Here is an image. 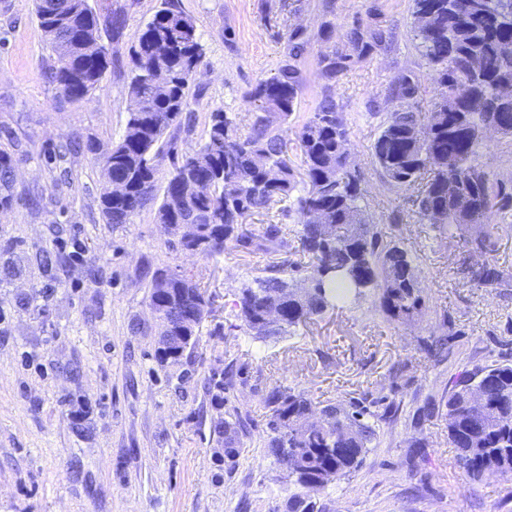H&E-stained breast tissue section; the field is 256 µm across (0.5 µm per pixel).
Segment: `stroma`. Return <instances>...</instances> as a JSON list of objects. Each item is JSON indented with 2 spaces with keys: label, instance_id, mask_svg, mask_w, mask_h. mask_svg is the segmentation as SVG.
Returning a JSON list of instances; mask_svg holds the SVG:
<instances>
[{
  "label": "stroma",
  "instance_id": "obj_1",
  "mask_svg": "<svg viewBox=\"0 0 512 512\" xmlns=\"http://www.w3.org/2000/svg\"><path fill=\"white\" fill-rule=\"evenodd\" d=\"M204 49L188 90L197 144L210 113L247 133L256 110L245 94L273 76L294 28L305 31L301 102L288 124V155L325 92L347 113L352 166L370 222L402 240L414 259L425 315L388 321L373 298L314 317L296 335L262 343L237 326L243 283L283 252L228 250L207 257L174 249L146 206L127 224L105 223L101 164L88 140L125 131L129 50L163 0H89L125 19L107 42L112 63L85 100L62 98L34 0H0V152L16 172L0 208V512H286L296 487L266 449V399L276 386L333 403L362 401L377 437L363 467L318 497L324 512H512V478L477 480L456 465L445 402L458 374L512 363V220L491 257L500 283L479 284L469 231L420 223L412 192L388 189L371 156L379 122L371 102L401 72L416 75L421 106L434 73L412 44V0H176ZM390 26L391 52L353 58L326 87L320 54L343 45L355 19ZM331 38H323V24ZM165 268L192 276L212 301L197 347L176 362L155 358L159 324L150 278ZM443 339L440 352L425 348ZM224 382L216 402L210 379ZM239 421L238 453L224 454L218 420Z\"/></svg>",
  "mask_w": 512,
  "mask_h": 512
}]
</instances>
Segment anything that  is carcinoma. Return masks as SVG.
Returning <instances> with one entry per match:
<instances>
[{"label":"carcinoma","instance_id":"1","mask_svg":"<svg viewBox=\"0 0 512 512\" xmlns=\"http://www.w3.org/2000/svg\"><path fill=\"white\" fill-rule=\"evenodd\" d=\"M412 2L414 47L437 74L441 90L424 110L414 77L396 76L386 99L397 109L381 121L373 155L389 185L417 191L421 219L442 234L454 224L477 229L473 243L483 251L497 230L490 215H505L512 207V192H505L479 161L487 126L512 136V99L500 94L502 86H512V51L504 49L512 44V0ZM35 11L55 56L49 80L68 101L89 95L111 57L106 52L93 58L85 45L99 42L103 28L118 36L123 18L97 13L88 0H36ZM303 34L297 28L288 36L286 60L277 73L249 92L259 111L247 135L238 134L226 113L213 112L204 142L180 152L164 135L172 127L188 137L194 132L187 95L204 53L193 20L166 0L131 49L124 134L117 142L87 145L101 162L99 204L109 224H128L155 202L158 169L166 158L171 171L155 220L170 227L181 249L210 256L228 248L277 251L288 248V234L295 233L297 252L307 261L286 258L237 293L236 317L244 332L264 342L294 336L312 317L368 296L390 321L424 310L412 256L396 243L383 242L362 209L364 190L347 155L346 113L331 95L318 103L298 134L302 173L295 174L288 162V120L303 88L297 66ZM345 40L347 49L334 48L318 58L320 76L328 82L347 70L353 55L390 49L394 33L356 22ZM155 65L168 71L165 81L149 80ZM190 181L210 182V195L185 194ZM12 183L11 158L0 154V190H10ZM273 213L297 220V229L270 223L257 237L244 228L247 216ZM186 223L197 226L190 241L178 236L179 225ZM472 276L480 284L502 280V272L487 260ZM150 288L151 307L174 326V335L186 336L173 352L157 349L156 358L178 361L199 342L209 316L204 295L191 278L167 270L154 274ZM272 302L281 308L274 325L265 319ZM267 406L266 447L279 462L297 456L288 479L299 492L288 499V512H321L318 495L364 465L376 436L369 421L373 413L359 402L322 405L288 386L273 388ZM445 406L456 465L474 480L486 472L512 477V363L466 374ZM238 426L229 420L221 424L230 457L237 454Z\"/></svg>","mask_w":512,"mask_h":512}]
</instances>
